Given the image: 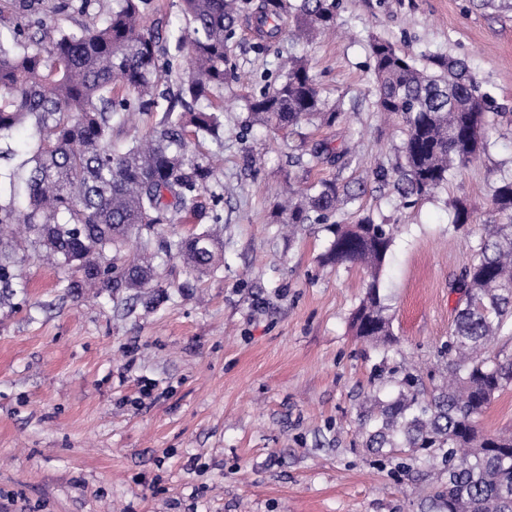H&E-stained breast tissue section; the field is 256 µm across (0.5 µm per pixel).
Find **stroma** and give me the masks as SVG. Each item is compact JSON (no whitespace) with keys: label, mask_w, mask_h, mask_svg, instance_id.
<instances>
[{"label":"stroma","mask_w":512,"mask_h":512,"mask_svg":"<svg viewBox=\"0 0 512 512\" xmlns=\"http://www.w3.org/2000/svg\"><path fill=\"white\" fill-rule=\"evenodd\" d=\"M146 18L165 41L186 26L181 0H150ZM376 38L464 61L512 113V10L340 0L335 34L298 43L284 32L267 55L253 52L255 24L241 20L238 70L212 99L224 130L186 135L193 157L221 159L210 184L221 196L218 271L159 259L154 287L94 297L65 290V270L23 252L22 285L0 301V512H431L446 474L400 475L363 447L359 413L372 387L394 388L378 368H443L461 304L454 284L490 219L491 186L512 174V124L491 117L488 151L434 198L402 207L373 178L399 162L404 139L373 104ZM291 56L308 58L322 98L343 101L348 121L298 135L244 131L246 96ZM304 138L350 148V164L290 165ZM322 179L361 191L337 221L368 214L394 227L380 278L392 353L350 326L366 271L321 264L324 225L279 218L288 189ZM458 200L471 219L456 232Z\"/></svg>","instance_id":"35a3bbf8"}]
</instances>
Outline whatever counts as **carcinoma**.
<instances>
[{
	"label": "carcinoma",
	"mask_w": 512,
	"mask_h": 512,
	"mask_svg": "<svg viewBox=\"0 0 512 512\" xmlns=\"http://www.w3.org/2000/svg\"><path fill=\"white\" fill-rule=\"evenodd\" d=\"M98 24L65 31L37 20L35 40H0V141L25 123L36 142L31 155L4 174L8 200L0 202V288L20 283V244L9 225L24 226L26 242L70 271L67 288L110 293L151 285L156 268L144 255L153 247L182 258L193 272H213L217 237L209 229L180 240L154 241L157 226L201 223L202 201L214 168L189 156L185 133L213 134L222 112L198 106L234 73V43L242 18L255 19L266 53L294 10L291 34L310 39L336 23V0H182L187 31L175 38L186 52L187 79L175 95L158 89L166 50L146 25L147 0H116ZM377 111L405 130L401 160L375 179L393 186L402 203L429 199L451 172L487 151L488 114L495 100L461 60L415 55L386 41L371 44ZM279 82L247 99L244 129L293 132L313 123L332 126L347 118L344 104L326 106L308 61L280 63ZM136 107L160 114L153 131L123 151L112 149V124ZM348 150L326 141L301 146L296 163L307 167L349 164ZM358 198L349 185L322 180L313 192L288 202V224H323L332 236L325 264L364 267L370 282L352 316L358 338L394 342L392 317L380 295V275L393 245L386 224L366 215L352 224L330 222L339 206ZM491 223L455 285L464 296L442 347L446 377L425 383L402 369L389 393L368 395L360 411L362 444L384 457L437 465L448 486L433 495L439 512H512V435H484L476 418L496 393L512 383V356L491 354L512 332V176L490 193Z\"/></svg>",
	"instance_id": "cac0c4a2"
}]
</instances>
